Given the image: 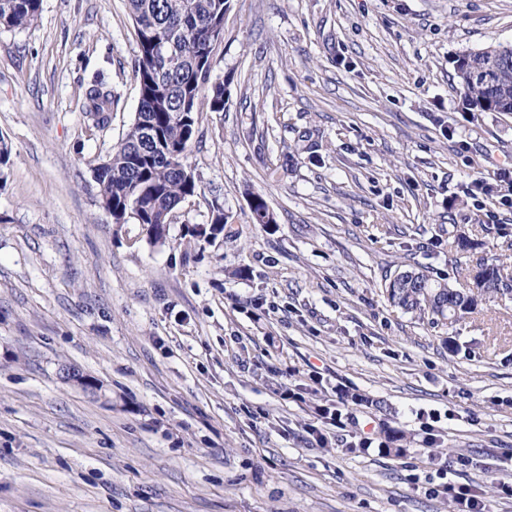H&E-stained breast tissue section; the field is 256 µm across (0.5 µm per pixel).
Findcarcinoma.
<instances>
[{"mask_svg": "<svg viewBox=\"0 0 512 512\" xmlns=\"http://www.w3.org/2000/svg\"><path fill=\"white\" fill-rule=\"evenodd\" d=\"M42 0H0V27L35 24ZM136 24L139 55L133 68L139 105L125 136L95 168L101 202L115 223L134 219L149 225L150 239L163 242L181 202L197 193L198 177L185 164L203 108L224 111V84L209 83L216 40L211 24L224 19L228 0H128ZM465 104L475 112L512 113V45H489L454 60ZM92 127L110 120L112 95L98 86L87 92ZM482 295L512 299V264L491 258L482 272ZM468 274L451 282L416 268L398 272L385 284L388 300L403 312L433 325L451 324L476 311L466 287Z\"/></svg>", "mask_w": 512, "mask_h": 512, "instance_id": "carcinoma-1", "label": "carcinoma"}]
</instances>
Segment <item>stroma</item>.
<instances>
[{"instance_id":"1","label":"stroma","mask_w":512,"mask_h":512,"mask_svg":"<svg viewBox=\"0 0 512 512\" xmlns=\"http://www.w3.org/2000/svg\"><path fill=\"white\" fill-rule=\"evenodd\" d=\"M498 43L512 0H229L224 109L201 112L199 189L155 243L94 177L138 108L128 0H42L0 28V512H446V485L512 512V300L436 326L383 292L401 266L445 277L512 244L492 169L512 114L471 111L454 77ZM87 110L86 114L92 121L94 129L103 130L109 123L110 113L112 111V95L99 88L98 85L92 86L87 92Z\"/></svg>"}]
</instances>
